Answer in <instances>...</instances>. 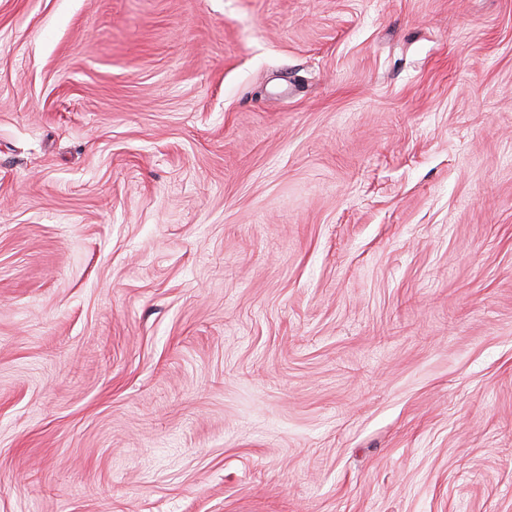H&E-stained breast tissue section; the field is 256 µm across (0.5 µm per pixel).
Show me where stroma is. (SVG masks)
<instances>
[{"mask_svg": "<svg viewBox=\"0 0 512 512\" xmlns=\"http://www.w3.org/2000/svg\"><path fill=\"white\" fill-rule=\"evenodd\" d=\"M0 512H512V0H0Z\"/></svg>", "mask_w": 512, "mask_h": 512, "instance_id": "1", "label": "stroma"}]
</instances>
